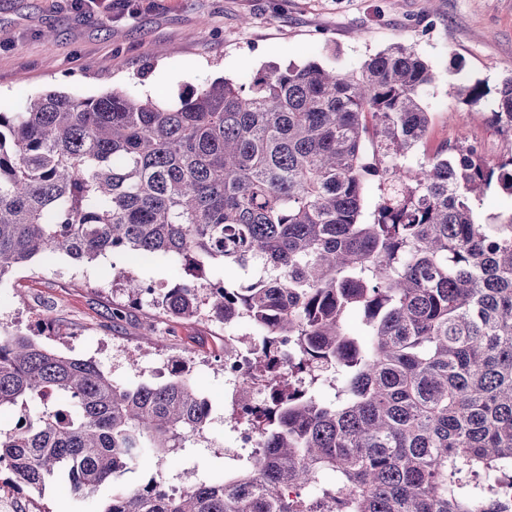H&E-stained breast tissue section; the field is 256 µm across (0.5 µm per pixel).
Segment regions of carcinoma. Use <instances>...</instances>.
I'll use <instances>...</instances> for the list:
<instances>
[{
  "label": "carcinoma",
  "instance_id": "cac0c4a2",
  "mask_svg": "<svg viewBox=\"0 0 512 512\" xmlns=\"http://www.w3.org/2000/svg\"><path fill=\"white\" fill-rule=\"evenodd\" d=\"M460 70L448 82L482 104L488 90L453 81ZM432 81L397 43L356 72L273 67L177 104L50 91L0 110V280L48 254L177 257L195 281L157 308H206L260 336L264 454L235 459L222 481L114 486L103 512H512V215L481 224L472 207L493 185L512 197V155L490 166L456 142L403 165L426 138ZM492 120L512 126V78ZM220 264L252 274L214 288L206 271ZM115 281L131 300L147 288L126 271ZM351 312L368 341L346 327ZM49 392L75 403L71 416L45 404L0 428V466L22 490L65 474L74 499H92L210 424L181 359L165 382L129 386L90 358L0 335V411Z\"/></svg>",
  "mask_w": 512,
  "mask_h": 512
}]
</instances>
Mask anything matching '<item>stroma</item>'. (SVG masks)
<instances>
[{"label":"stroma","mask_w":512,"mask_h":512,"mask_svg":"<svg viewBox=\"0 0 512 512\" xmlns=\"http://www.w3.org/2000/svg\"><path fill=\"white\" fill-rule=\"evenodd\" d=\"M0 0V109L17 112L48 90L76 97L120 91L161 103L220 77L249 85L266 67L315 62L345 73L392 44L416 51L435 76L423 105L431 117L413 166L446 143L467 139L490 162L512 154V128L494 127L492 101L463 104L448 85L452 62L468 82L496 89L512 77V0ZM131 268L164 292L185 283L178 265L147 256H104L78 264L63 255L35 258L0 281V327L48 347L95 360L113 380L150 381L175 358L191 365L193 383L211 406L204 441L183 454H148L126 486L190 468L219 481L235 434L224 425L223 323L179 321L152 299L129 304L113 277ZM152 343H145V333ZM137 369L128 366L129 354ZM0 470V499L11 512H102L107 492L77 503L65 482L19 492Z\"/></svg>","instance_id":"obj_1"}]
</instances>
